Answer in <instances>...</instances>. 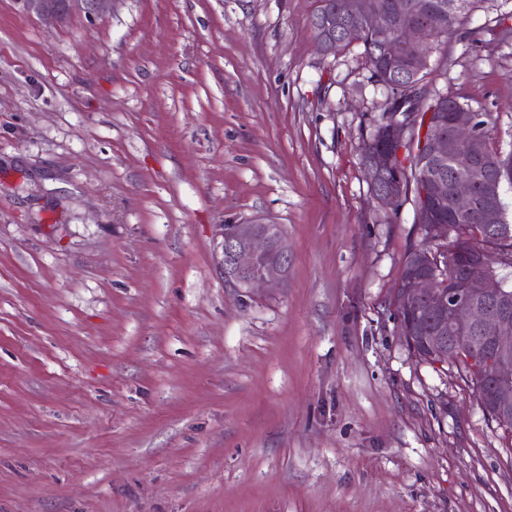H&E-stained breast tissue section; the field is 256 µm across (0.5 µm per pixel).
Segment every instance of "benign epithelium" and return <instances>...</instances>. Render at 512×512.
Listing matches in <instances>:
<instances>
[{
    "mask_svg": "<svg viewBox=\"0 0 512 512\" xmlns=\"http://www.w3.org/2000/svg\"><path fill=\"white\" fill-rule=\"evenodd\" d=\"M21 12L47 21H62L73 13L89 19L101 17L114 0H15ZM463 3L453 0L448 11L429 15L416 10L404 0L397 9L383 12L369 0H337L319 21L323 32L316 41L323 57L333 53L336 35L358 23L378 35L388 72L397 76L405 71L419 73L428 67V46L439 31V18L448 19L461 10ZM439 111L444 116L435 120L422 134L421 149L429 174L422 196L431 234H448L445 217L474 218L497 232L506 223L501 201V186L482 157L481 127L478 113L448 100L440 94ZM405 128L392 123L387 146L367 150L364 166L372 185L374 197L387 210L399 208L402 184L393 172L395 155L401 152ZM453 162L461 176L448 179L442 172L447 162ZM222 258L219 267L224 281L233 288L251 290L266 288L278 291L288 284L291 257L283 225L233 224L220 226ZM431 257L421 253L419 270L404 281L400 290L406 299L423 303L421 324L431 341L443 346L447 335L469 332L476 327L493 335V347L485 350L468 346L463 355L473 369H489L497 379L492 391L477 389L480 403L492 398L501 410H512V313L509 295L502 279L488 271V260L481 257L460 272L455 288L448 293L436 289L431 273L426 271Z\"/></svg>",
    "mask_w": 512,
    "mask_h": 512,
    "instance_id": "benign-epithelium-1",
    "label": "benign epithelium"
}]
</instances>
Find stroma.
Instances as JSON below:
<instances>
[{
    "label": "stroma",
    "mask_w": 512,
    "mask_h": 512,
    "mask_svg": "<svg viewBox=\"0 0 512 512\" xmlns=\"http://www.w3.org/2000/svg\"><path fill=\"white\" fill-rule=\"evenodd\" d=\"M313 0H0V512H512V429L416 357L423 234L361 165L385 92ZM430 90L512 151V0ZM281 224L286 288L225 285L223 224ZM115 0H15L19 10L47 21H62L73 13L89 19L101 17Z\"/></svg>",
    "instance_id": "1"
}]
</instances>
